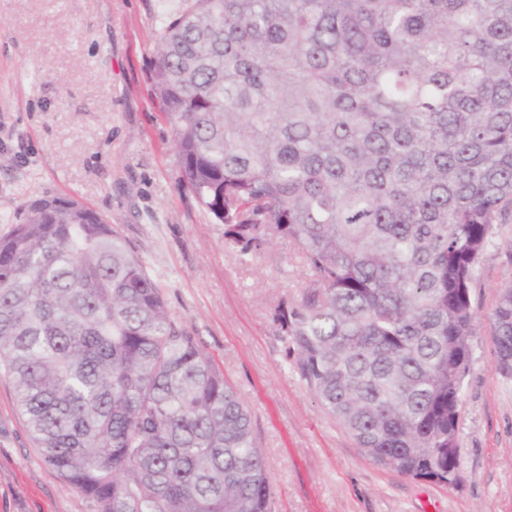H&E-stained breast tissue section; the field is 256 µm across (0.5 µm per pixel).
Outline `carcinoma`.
I'll return each mask as SVG.
<instances>
[{
	"label": "carcinoma",
	"instance_id": "obj_1",
	"mask_svg": "<svg viewBox=\"0 0 512 512\" xmlns=\"http://www.w3.org/2000/svg\"><path fill=\"white\" fill-rule=\"evenodd\" d=\"M152 79L226 243L301 249L292 372L374 463L451 484L471 288L512 212V0H182ZM489 321L511 379L512 284ZM0 368L96 512H273L246 404L73 198L0 237Z\"/></svg>",
	"mask_w": 512,
	"mask_h": 512
}]
</instances>
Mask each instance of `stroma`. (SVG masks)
<instances>
[{
	"instance_id": "35a3bbf8",
	"label": "stroma",
	"mask_w": 512,
	"mask_h": 512,
	"mask_svg": "<svg viewBox=\"0 0 512 512\" xmlns=\"http://www.w3.org/2000/svg\"><path fill=\"white\" fill-rule=\"evenodd\" d=\"M180 0H0V236L23 200L71 197L118 225L170 315L249 406L274 512H512V379L488 318L512 283L502 225L471 291L479 326L459 419L455 485L377 465L293 375L275 320L306 283L295 243L249 259L185 189L152 71ZM45 466L0 377V512H93Z\"/></svg>"
}]
</instances>
